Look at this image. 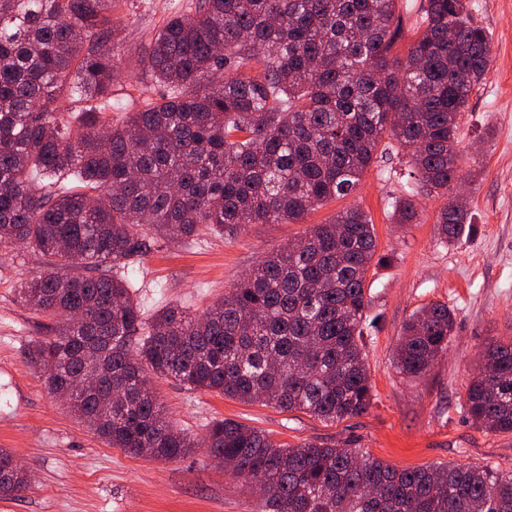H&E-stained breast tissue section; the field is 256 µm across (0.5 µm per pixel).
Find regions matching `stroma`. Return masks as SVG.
<instances>
[{
  "instance_id": "35a3bbf8",
  "label": "stroma",
  "mask_w": 512,
  "mask_h": 512,
  "mask_svg": "<svg viewBox=\"0 0 512 512\" xmlns=\"http://www.w3.org/2000/svg\"><path fill=\"white\" fill-rule=\"evenodd\" d=\"M194 3L127 0L113 10L125 52L112 91L127 112L163 94L156 83L145 96L134 89L148 79L145 49L167 17L191 12ZM471 3L473 23L490 34L493 61L458 126L460 167L474 174L467 186L474 229L467 236L452 242L442 236L437 217L444 199L433 193H418L417 223L393 220L391 203L409 186V167L386 138L354 193L326 201L298 222L249 224L234 237H160L113 271L128 284L143 320L168 305L199 315L263 256L339 211L362 209L383 258L366 281L371 408L326 423L154 378L175 427L199 439L211 421L227 419L290 446L348 443L398 468L465 463L512 473V434L474 424L462 407L485 344L512 339V0ZM47 265V257L31 249L0 250V448L13 451L31 476L24 492L0 495V512H260V493L217 465L208 448L170 461L130 455L106 444L46 388L28 350L50 336V321L19 304L16 293L22 280ZM432 303L454 310L456 327L447 356L415 381L397 371L394 349L410 315Z\"/></svg>"
}]
</instances>
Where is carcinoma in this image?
<instances>
[{
  "label": "carcinoma",
  "mask_w": 512,
  "mask_h": 512,
  "mask_svg": "<svg viewBox=\"0 0 512 512\" xmlns=\"http://www.w3.org/2000/svg\"><path fill=\"white\" fill-rule=\"evenodd\" d=\"M398 2L197 0L147 46L166 94L114 125L109 112L125 110L112 98L116 0H0V247L53 258L18 289L21 305L56 321L29 355L53 393L80 374L95 380L69 404L111 447L158 460L198 447L165 417L152 374L324 422L371 407L365 284L377 242L358 207L262 258L200 316L168 306L145 324L123 280L70 269L125 266L155 234L297 222L353 193L386 136L417 185L445 198V238L471 229L451 202L470 180L458 117L489 71L491 39L469 0H425L405 60L392 58ZM252 62L261 71L242 72ZM416 215L415 193L395 202L397 223ZM454 326L446 304L413 313L398 371L427 375ZM482 360L463 408L512 433V340L488 343ZM206 447L260 487L264 512H512V474L485 467L400 469L364 448H290L231 420L210 425ZM26 484L0 448V493Z\"/></svg>",
  "instance_id": "carcinoma-1"
}]
</instances>
